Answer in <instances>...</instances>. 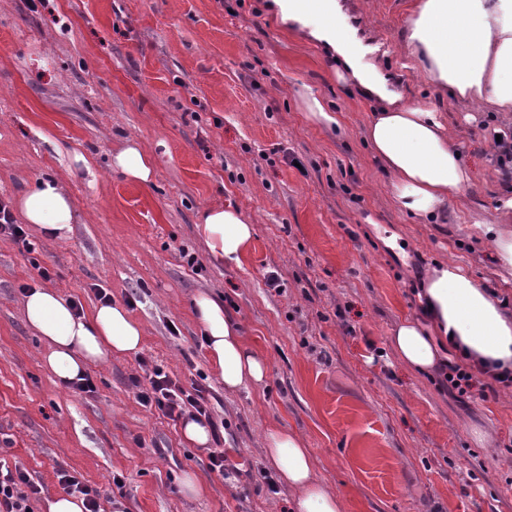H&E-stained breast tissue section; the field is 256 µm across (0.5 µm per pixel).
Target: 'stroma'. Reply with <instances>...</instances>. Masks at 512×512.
Returning <instances> with one entry per match:
<instances>
[{
	"label": "stroma",
	"instance_id": "stroma-1",
	"mask_svg": "<svg viewBox=\"0 0 512 512\" xmlns=\"http://www.w3.org/2000/svg\"><path fill=\"white\" fill-rule=\"evenodd\" d=\"M267 2L53 0L34 12L0 0V199L52 175L76 204L67 237L26 225L34 251L0 236V459L38 486L33 512L60 492L61 469L97 487L104 512H291L292 491L267 484L263 452L265 430L284 425L345 512H512V389L459 401L388 345L394 325L419 314L417 274L436 262L457 261L512 301L474 228L512 188L494 141L512 114L446 107L475 179L443 218L413 220L363 139L372 101L338 84L322 50L284 31ZM411 2L341 0L348 26L388 47L379 63L393 85L434 102L436 88L403 66ZM306 85L339 128L304 112ZM128 138L152 153L151 184L110 173ZM217 202L255 227L241 266L213 258L199 232V211ZM41 283L87 312L99 288L127 304L144 327L140 357L90 366L93 394L58 388L20 312L21 286ZM202 291L267 358L266 386L225 392L192 316ZM142 357L214 394L224 474L180 423L138 403L129 378ZM188 475L201 494L184 493Z\"/></svg>",
	"mask_w": 512,
	"mask_h": 512
}]
</instances>
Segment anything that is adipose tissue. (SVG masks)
I'll return each mask as SVG.
<instances>
[{
    "instance_id": "obj_1",
    "label": "adipose tissue",
    "mask_w": 512,
    "mask_h": 512,
    "mask_svg": "<svg viewBox=\"0 0 512 512\" xmlns=\"http://www.w3.org/2000/svg\"><path fill=\"white\" fill-rule=\"evenodd\" d=\"M270 9L283 29L322 49L338 82L374 100L364 139L392 179L396 205L426 221L440 218L449 196L465 190L474 172L437 107L389 89L374 47L364 45L353 29L337 32L344 20L340 0H271ZM402 40L413 64L448 99L486 112H512V0H413ZM111 169L147 185L155 161L130 138L113 151ZM14 208L22 223L59 238L75 222V202L53 177L40 179ZM496 211L500 223L484 222L479 229L492 242L501 272L511 275L512 229L504 221L512 217V195L501 198ZM199 222L210 253L225 265H241L254 238L250 220L235 207L211 205ZM419 303L421 314L402 319L389 337L392 352L405 365L428 374L460 352L474 367L499 364L512 370V306L457 262L428 270ZM21 313L44 344L45 370L62 387L77 382L90 366L137 355L143 346L142 324L117 302L79 316L69 301L35 285L24 295ZM193 314L225 391L266 383L265 356L244 340L220 300L199 293ZM264 439L268 461L295 491V512H344L342 496L316 478L299 436L281 425L269 428Z\"/></svg>"
}]
</instances>
